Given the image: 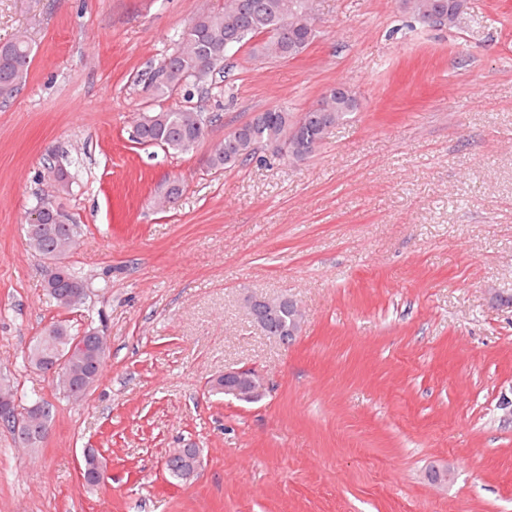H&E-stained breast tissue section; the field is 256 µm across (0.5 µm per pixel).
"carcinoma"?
<instances>
[{"mask_svg": "<svg viewBox=\"0 0 512 512\" xmlns=\"http://www.w3.org/2000/svg\"><path fill=\"white\" fill-rule=\"evenodd\" d=\"M450 0H405L409 12L422 20L437 5L448 6ZM313 8V0H224L219 10H207L197 15L180 34L175 47L165 56L167 64L140 75L143 87L155 98H165L183 91L193 98L192 91L203 92L215 72L229 67L228 45L248 50L249 56L261 63L294 59L304 53L318 36V30L298 27L295 15ZM33 58V48L26 36L20 34L0 42V104L14 99L25 85ZM324 111L328 118L308 109L296 116L282 106H273L255 113L234 136L226 135L209 154L212 167L235 168L256 159L259 148H275V152L308 159L328 133L327 123L342 122L358 108L352 92L343 87L328 88L323 95ZM212 124L216 116L205 113L201 106H183L138 114L135 135L139 143L150 145L160 141L166 151L174 154L194 152L200 141L198 125L203 120ZM39 204L46 207L42 222L27 232L31 251L53 259L56 254H68L77 243V228L72 218L55 203L54 195H46ZM64 276L53 288L47 289L50 301L60 308L70 309V281L81 279L71 267L64 266ZM77 333L61 322L43 329L28 348V357L50 359L69 357L74 375V387L57 384L66 397L71 393L88 392L100 379L105 359L94 361L93 347L72 348ZM81 468L84 482L96 485L94 474L102 469L97 449L82 453Z\"/></svg>", "mask_w": 512, "mask_h": 512, "instance_id": "cac0c4a2", "label": "carcinoma"}]
</instances>
